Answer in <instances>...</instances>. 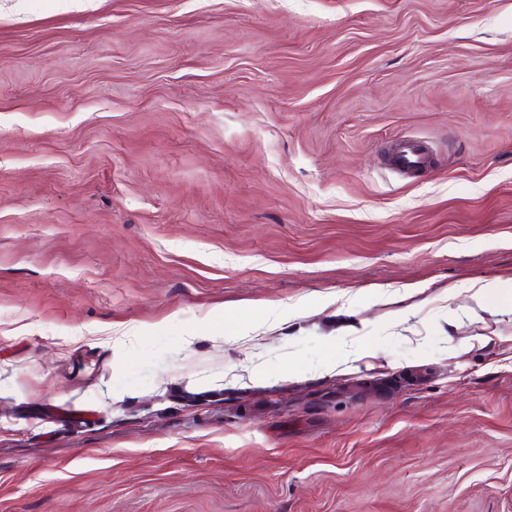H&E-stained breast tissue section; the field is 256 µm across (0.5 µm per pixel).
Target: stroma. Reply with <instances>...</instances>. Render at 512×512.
I'll return each instance as SVG.
<instances>
[{
	"label": "stroma",
	"mask_w": 512,
	"mask_h": 512,
	"mask_svg": "<svg viewBox=\"0 0 512 512\" xmlns=\"http://www.w3.org/2000/svg\"><path fill=\"white\" fill-rule=\"evenodd\" d=\"M511 278L512 0H0V512H512ZM398 166L411 169L423 164L426 154L421 150V145L415 140L404 139L399 143Z\"/></svg>",
	"instance_id": "35a3bbf8"
}]
</instances>
